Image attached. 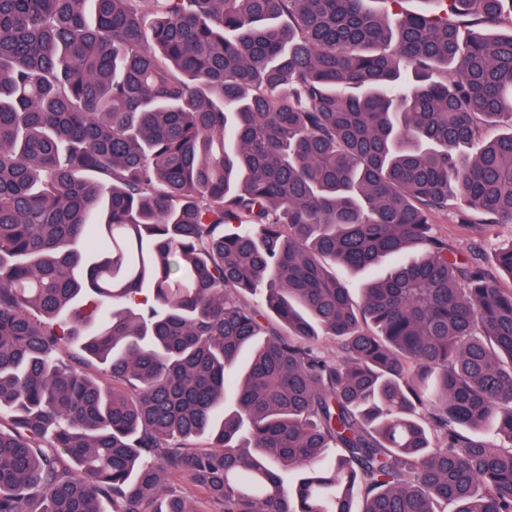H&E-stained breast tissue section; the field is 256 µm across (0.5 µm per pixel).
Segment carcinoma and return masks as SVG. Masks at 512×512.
I'll use <instances>...</instances> for the list:
<instances>
[{
  "label": "carcinoma",
  "instance_id": "carcinoma-1",
  "mask_svg": "<svg viewBox=\"0 0 512 512\" xmlns=\"http://www.w3.org/2000/svg\"><path fill=\"white\" fill-rule=\"evenodd\" d=\"M369 2L0 0V512H512V0ZM434 230L447 239L448 245L456 249L462 257L467 255L469 247L482 240L488 249L512 240V224H496L486 228L484 224H460L447 215L435 219ZM391 261H385L381 265L373 268H367L358 273H353L342 266L336 265L335 272L336 277L340 280L349 282L353 288L354 298H358L360 296V289L363 288L365 283L378 279L383 276L391 267Z\"/></svg>",
  "mask_w": 512,
  "mask_h": 512
}]
</instances>
